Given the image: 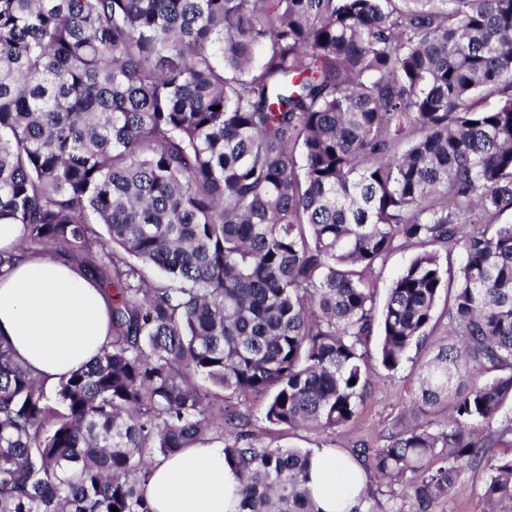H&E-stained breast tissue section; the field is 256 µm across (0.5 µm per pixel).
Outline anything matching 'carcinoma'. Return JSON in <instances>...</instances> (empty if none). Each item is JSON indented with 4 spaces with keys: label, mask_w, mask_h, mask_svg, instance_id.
Wrapping results in <instances>:
<instances>
[{
    "label": "carcinoma",
    "mask_w": 512,
    "mask_h": 512,
    "mask_svg": "<svg viewBox=\"0 0 512 512\" xmlns=\"http://www.w3.org/2000/svg\"><path fill=\"white\" fill-rule=\"evenodd\" d=\"M507 212L512 0H0V224L23 252L86 253L112 293L111 341L61 410L0 338V512H152L154 456L218 430L238 512H317L312 452L261 444L196 378L336 431L374 327L394 371L457 247L416 395L445 418L357 450L361 504L392 482L429 504L482 465L485 512H512V452H491L512 416L481 428L512 405ZM401 245L418 251L377 317ZM416 250L413 248H401L394 250L386 257L384 263L379 266L374 279L376 284V312L379 314L384 305L387 289L397 273L406 266L414 256Z\"/></svg>",
    "instance_id": "1"
}]
</instances>
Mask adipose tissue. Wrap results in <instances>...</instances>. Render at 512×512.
Here are the masks:
<instances>
[{
  "instance_id": "adipose-tissue-1",
  "label": "adipose tissue",
  "mask_w": 512,
  "mask_h": 512,
  "mask_svg": "<svg viewBox=\"0 0 512 512\" xmlns=\"http://www.w3.org/2000/svg\"><path fill=\"white\" fill-rule=\"evenodd\" d=\"M18 224H0V250L13 256L0 276V336L47 388L90 362L109 343L112 298L74 265L16 251ZM361 466L341 454H313L308 486L319 512H351ZM153 512H237L238 472L220 439L156 456L141 485Z\"/></svg>"
}]
</instances>
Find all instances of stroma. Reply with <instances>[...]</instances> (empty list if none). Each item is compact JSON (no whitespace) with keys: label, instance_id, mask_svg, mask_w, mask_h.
<instances>
[{"label":"stroma","instance_id":"obj_1","mask_svg":"<svg viewBox=\"0 0 512 512\" xmlns=\"http://www.w3.org/2000/svg\"><path fill=\"white\" fill-rule=\"evenodd\" d=\"M437 324L430 329L423 346L412 347L397 371L383 369L376 355L380 336L372 334L368 349L367 371L372 378L368 393L354 421L337 429L335 434H321L310 429H286L270 424L263 416L265 397L240 399L225 395L222 389L207 381H200V388L208 392L217 403L225 404L230 411L250 416L254 431L262 444L281 448H304L315 453L328 452L347 455L360 447L384 448L391 442L392 434L403 429L413 408L417 389L418 368L428 359L448 334V321L444 306L435 311ZM488 472L484 466L463 469L456 480V490L447 497L432 502L428 512H484V487Z\"/></svg>","mask_w":512,"mask_h":512}]
</instances>
